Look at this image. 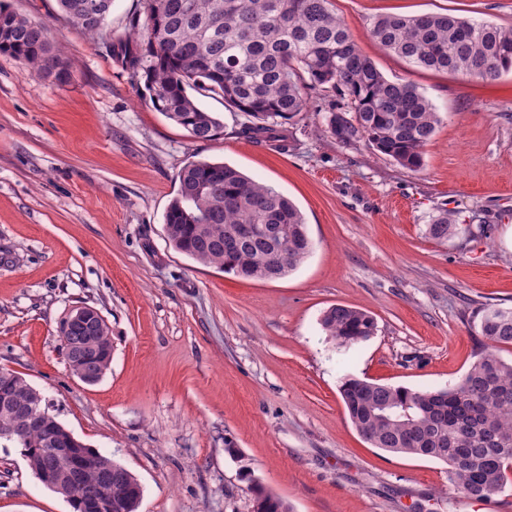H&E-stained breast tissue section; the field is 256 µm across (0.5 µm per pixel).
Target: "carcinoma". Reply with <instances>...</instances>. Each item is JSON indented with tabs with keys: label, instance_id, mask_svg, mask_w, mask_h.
<instances>
[{
	"label": "carcinoma",
	"instance_id": "obj_1",
	"mask_svg": "<svg viewBox=\"0 0 512 512\" xmlns=\"http://www.w3.org/2000/svg\"><path fill=\"white\" fill-rule=\"evenodd\" d=\"M145 20H134L116 41L112 56L133 78L144 79L153 107L197 141L223 129L192 92L217 95L246 121L240 134L254 143L288 148L287 125L307 111L308 91L337 96L327 132L339 144L363 142L398 165L418 170L441 123L432 102L414 85L388 79L354 43L330 0H146ZM67 23L93 39L103 38L112 0H58ZM369 35L383 50L418 67L494 80L512 71V27L474 22L450 14L379 15ZM0 54L63 84L69 64L58 39L40 24L0 6ZM179 190L165 214V233L176 251L224 273L255 279L280 278L310 254L301 212L283 194L223 162L192 161L178 174ZM245 224H279L288 253L273 264V246L248 241L235 252L227 239ZM429 235L458 233L448 214L437 216ZM320 325L350 349L377 331L375 319L355 307L327 308ZM479 334L488 348L454 384L410 389L346 379L340 395L358 434L382 450L448 465V480L467 499L488 500L512 472V363L496 350L512 347V308L479 311ZM87 367L108 370L112 339L87 336ZM3 388L20 407L32 403L29 383L11 369ZM22 448L33 475L62 494L58 471L81 465L92 488L112 472L113 512H137L142 487L123 465L86 444L49 467L45 448H68L69 430L46 420L11 439ZM254 512H290L288 503L259 483L251 484Z\"/></svg>",
	"mask_w": 512,
	"mask_h": 512
}]
</instances>
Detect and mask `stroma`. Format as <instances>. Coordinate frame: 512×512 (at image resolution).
I'll return each instance as SVG.
<instances>
[{
	"label": "stroma",
	"mask_w": 512,
	"mask_h": 512,
	"mask_svg": "<svg viewBox=\"0 0 512 512\" xmlns=\"http://www.w3.org/2000/svg\"><path fill=\"white\" fill-rule=\"evenodd\" d=\"M0 3L61 36L71 72L59 85L0 55V366L135 474L137 512H253V477L292 512H512V481L463 499L446 464L365 442L339 392L347 377L455 383L486 345L478 310L512 307V72L484 82L425 69L368 35L388 13L512 27V0H331L361 53L440 112L417 171L336 143L320 92L285 151L240 136L242 115L199 94L224 128L196 141L56 0ZM194 160L296 204L313 242L296 270L244 279L169 246L164 215ZM444 210L458 233L439 241L428 228ZM334 304L371 313L375 336L340 347L319 324ZM75 305L111 331L112 363L93 385L70 373L57 334ZM0 512H71L8 441Z\"/></svg>",
	"instance_id": "stroma-1"
}]
</instances>
